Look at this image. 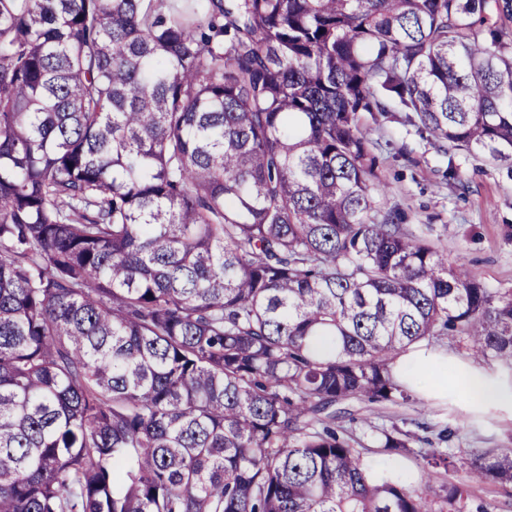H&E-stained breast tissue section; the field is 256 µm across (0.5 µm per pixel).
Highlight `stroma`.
I'll return each instance as SVG.
<instances>
[{
	"label": "stroma",
	"mask_w": 512,
	"mask_h": 512,
	"mask_svg": "<svg viewBox=\"0 0 512 512\" xmlns=\"http://www.w3.org/2000/svg\"><path fill=\"white\" fill-rule=\"evenodd\" d=\"M361 123L376 158V173L387 186L380 210L394 216L406 234L447 252L449 260L465 263L488 288L512 289V165L449 151L446 142L420 133L400 112H365ZM452 166L458 179L448 177ZM338 408L379 428L406 429L419 421L432 440L439 431H448L450 437L440 447L457 454L512 448V408L481 410L453 390L445 395L417 393L403 407L350 399ZM361 455L367 468L390 474L399 483L420 481L423 461L417 455L382 454L370 441Z\"/></svg>",
	"instance_id": "35a3bbf8"
}]
</instances>
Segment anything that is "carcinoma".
Here are the masks:
<instances>
[{
	"mask_svg": "<svg viewBox=\"0 0 512 512\" xmlns=\"http://www.w3.org/2000/svg\"><path fill=\"white\" fill-rule=\"evenodd\" d=\"M363 112L512 164V0H0V512H486L470 483L512 485V448H431L404 486L336 425L411 403L394 359L443 336L512 386V290L380 214Z\"/></svg>",
	"mask_w": 512,
	"mask_h": 512,
	"instance_id": "cac0c4a2",
	"label": "carcinoma"
}]
</instances>
